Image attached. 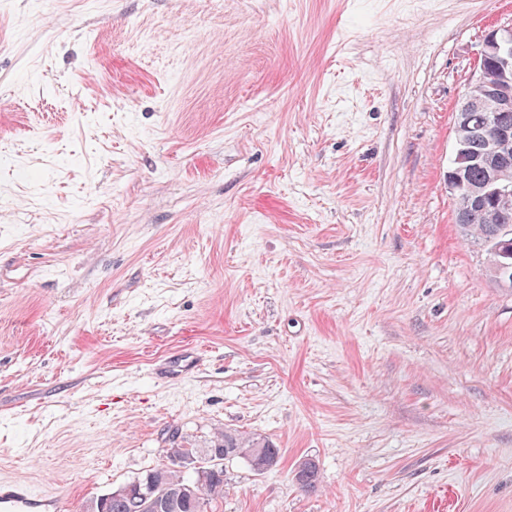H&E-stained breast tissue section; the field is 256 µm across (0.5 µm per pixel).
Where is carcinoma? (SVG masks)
Here are the masks:
<instances>
[{
  "label": "carcinoma",
  "mask_w": 512,
  "mask_h": 512,
  "mask_svg": "<svg viewBox=\"0 0 512 512\" xmlns=\"http://www.w3.org/2000/svg\"><path fill=\"white\" fill-rule=\"evenodd\" d=\"M463 239L469 243L483 247L487 254L503 240L500 225L491 224L481 213L475 214L469 224L458 225ZM262 449L264 462L274 467L280 460V449L268 440L260 437H237L232 434L218 433L211 437L209 446L205 448H183L179 445L166 449L168 463L146 471L145 474L125 485L128 493H149L167 502L160 512H209L217 502L224 498V456L242 458L253 464L256 449ZM181 457L188 460L192 457L210 459L211 465L206 481L192 494L181 498H169L171 491L184 484H195L194 469L185 471L172 468L174 459ZM296 481L302 488L312 491L317 486L318 469L313 462H304L295 473ZM88 512H129V502L125 495L118 493L102 495L88 504Z\"/></svg>",
  "instance_id": "obj_1"
}]
</instances>
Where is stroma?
<instances>
[{"mask_svg":"<svg viewBox=\"0 0 512 512\" xmlns=\"http://www.w3.org/2000/svg\"><path fill=\"white\" fill-rule=\"evenodd\" d=\"M510 25L512 0H0V481L84 512L222 429L281 459L227 460L216 512H512V288L447 181Z\"/></svg>","mask_w":512,"mask_h":512,"instance_id":"obj_1","label":"stroma"}]
</instances>
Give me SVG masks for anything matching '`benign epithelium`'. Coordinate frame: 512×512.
Listing matches in <instances>:
<instances>
[{"label": "benign epithelium", "instance_id": "1", "mask_svg": "<svg viewBox=\"0 0 512 512\" xmlns=\"http://www.w3.org/2000/svg\"><path fill=\"white\" fill-rule=\"evenodd\" d=\"M485 112L481 125L470 113ZM512 27L495 29L483 39L474 73L455 111L454 152L448 170V191L460 204V223L492 204L498 224L512 222ZM484 171L479 184L467 172Z\"/></svg>", "mask_w": 512, "mask_h": 512}]
</instances>
